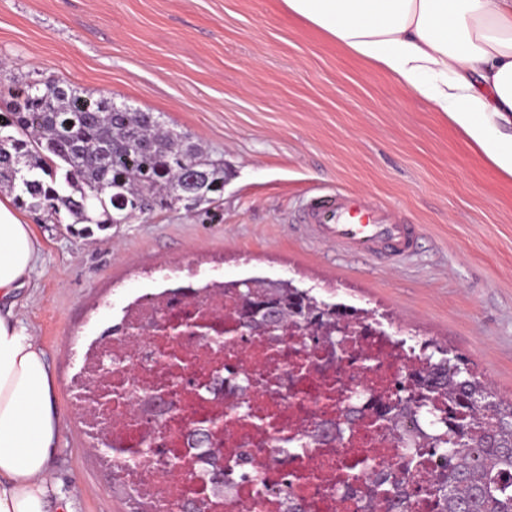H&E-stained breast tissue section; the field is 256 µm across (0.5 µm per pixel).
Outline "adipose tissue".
<instances>
[{
	"instance_id": "ef3b65f1",
	"label": "adipose tissue",
	"mask_w": 512,
	"mask_h": 512,
	"mask_svg": "<svg viewBox=\"0 0 512 512\" xmlns=\"http://www.w3.org/2000/svg\"><path fill=\"white\" fill-rule=\"evenodd\" d=\"M336 44L453 116L512 174V0H284ZM37 242L0 201V512H62L49 464L60 432L45 353L14 314Z\"/></svg>"
}]
</instances>
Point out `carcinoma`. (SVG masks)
<instances>
[{
  "label": "carcinoma",
  "instance_id": "1",
  "mask_svg": "<svg viewBox=\"0 0 512 512\" xmlns=\"http://www.w3.org/2000/svg\"><path fill=\"white\" fill-rule=\"evenodd\" d=\"M0 113V188L18 190L16 203L28 211L61 213L82 225L79 235L125 224L181 203L188 210L218 203L224 193V162L214 160L186 135L168 128L163 114L119 107L112 99L82 94L58 78L14 83ZM259 278L227 281L244 303H255L252 287ZM269 313L282 328L313 327L327 341L344 318L364 311L329 303L277 281L269 295ZM439 354L436 365L417 383L404 388L403 404L389 407L392 418L407 420L404 440L412 456L403 464L436 457L443 465L431 494L444 512H512V401L495 400L464 358ZM448 394L455 422L436 414L433 395ZM368 492L388 509L406 508L403 483L390 473L375 474Z\"/></svg>",
  "mask_w": 512,
  "mask_h": 512
}]
</instances>
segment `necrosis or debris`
<instances>
[{
  "label": "necrosis or debris",
  "instance_id": "obj_1",
  "mask_svg": "<svg viewBox=\"0 0 512 512\" xmlns=\"http://www.w3.org/2000/svg\"><path fill=\"white\" fill-rule=\"evenodd\" d=\"M162 288L138 295L87 354L71 385L72 407L87 435L112 451V466L145 512H183L201 496L199 462L188 436L206 429L225 457L255 455V475L288 482L290 498L311 512H387L366 488L375 472L398 468L406 424L377 429L373 418L411 386L424 363L415 345L373 319L353 327L349 358L336 363L308 331L258 336L241 328L240 300L200 266L178 261ZM175 408L149 407L168 382ZM356 414V425H336ZM291 456H283V448ZM212 512H285L237 481Z\"/></svg>",
  "mask_w": 512,
  "mask_h": 512
}]
</instances>
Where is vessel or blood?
I'll return each mask as SVG.
<instances>
[{"instance_id": "1", "label": "vessel or blood", "mask_w": 512, "mask_h": 512, "mask_svg": "<svg viewBox=\"0 0 512 512\" xmlns=\"http://www.w3.org/2000/svg\"><path fill=\"white\" fill-rule=\"evenodd\" d=\"M301 219L314 237L348 253L393 264L412 256L417 225L392 217L372 199L339 190L306 198Z\"/></svg>"}]
</instances>
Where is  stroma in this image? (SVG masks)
I'll return each mask as SVG.
<instances>
[{"mask_svg": "<svg viewBox=\"0 0 512 512\" xmlns=\"http://www.w3.org/2000/svg\"><path fill=\"white\" fill-rule=\"evenodd\" d=\"M0 88L62 79L163 113L223 160L215 208L135 217L84 237L25 221L39 260L16 317L43 348L61 431L49 474L73 512H133L92 449L69 383L85 346L156 269L184 258L228 281L292 280L374 312L388 331L463 355L512 400V174L449 114L336 45L283 0H0ZM361 193L420 225L415 256L381 264L300 222L319 190Z\"/></svg>", "mask_w": 512, "mask_h": 512, "instance_id": "obj_1", "label": "stroma"}]
</instances>
